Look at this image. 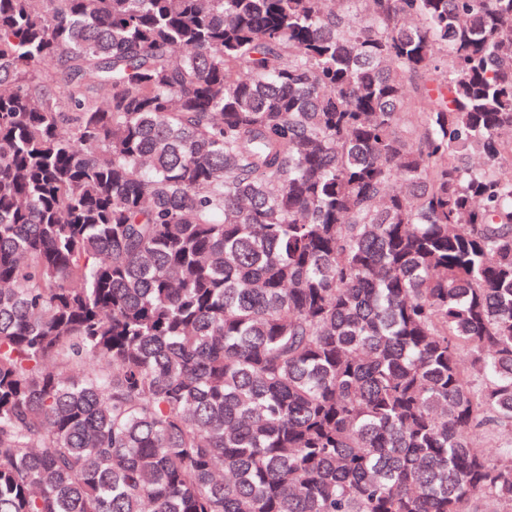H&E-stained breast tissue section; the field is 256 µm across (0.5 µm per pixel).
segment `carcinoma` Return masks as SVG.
Returning a JSON list of instances; mask_svg holds the SVG:
<instances>
[{"label": "carcinoma", "instance_id": "carcinoma-1", "mask_svg": "<svg viewBox=\"0 0 512 512\" xmlns=\"http://www.w3.org/2000/svg\"><path fill=\"white\" fill-rule=\"evenodd\" d=\"M512 0H0V512H512Z\"/></svg>", "mask_w": 512, "mask_h": 512}]
</instances>
